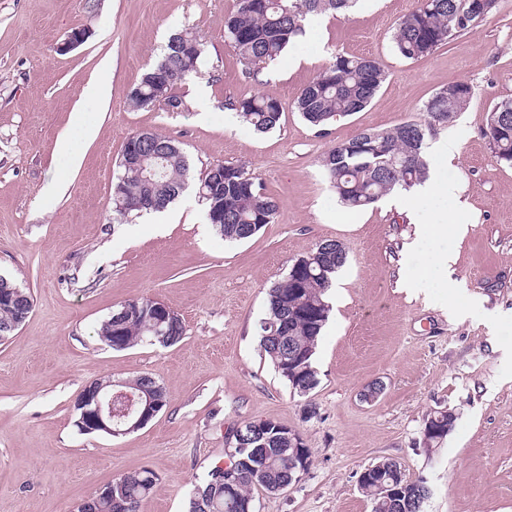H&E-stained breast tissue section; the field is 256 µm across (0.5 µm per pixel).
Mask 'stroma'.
I'll return each instance as SVG.
<instances>
[{
	"instance_id": "obj_1",
	"label": "stroma",
	"mask_w": 512,
	"mask_h": 512,
	"mask_svg": "<svg viewBox=\"0 0 512 512\" xmlns=\"http://www.w3.org/2000/svg\"><path fill=\"white\" fill-rule=\"evenodd\" d=\"M419 4L357 0L347 14H321L250 73L224 36L237 0H0V273L34 299L0 343V512H74L141 467L159 484L140 512H187L189 491L228 460L226 429L259 419L297 431L311 464L287 489L256 492L257 512H370L358 477L384 459L409 480L426 478V512H512V166L484 134L492 106L512 99V0H497L476 29L430 55L404 60L391 36ZM78 29L86 41L57 52ZM183 29L204 43L197 74L175 88L183 110L133 107L131 90ZM338 53L374 58L387 79L364 110L316 129L294 102ZM455 81L472 85L473 97L426 155L457 140L440 172L467 231L445 242L456 256L449 276L410 293L401 269L429 267L433 256L417 237L427 203L399 190L346 210L320 159L359 131L420 119L423 103ZM91 82L105 98L85 95ZM246 95L280 101L275 129L240 121L229 104ZM87 126L94 140H84ZM140 130L175 138L190 160L192 186L164 224L145 214L112 221L122 149ZM64 136L80 164L59 150ZM217 163L258 177L279 203L274 222L249 240L224 242L195 195ZM326 240L342 242L347 258L328 293L318 385L305 399L275 371L258 327L269 287ZM147 297L179 315L182 339L105 345L97 330L113 307ZM140 375L163 385L162 412L119 438L79 432L74 403L86 385ZM440 410L455 414V426L425 447L424 421Z\"/></svg>"
}]
</instances>
